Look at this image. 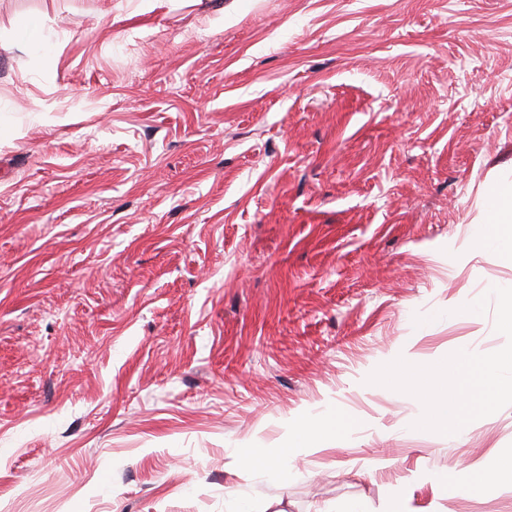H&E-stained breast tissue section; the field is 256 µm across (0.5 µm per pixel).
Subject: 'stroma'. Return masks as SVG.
Instances as JSON below:
<instances>
[{
	"instance_id": "35a3bbf8",
	"label": "stroma",
	"mask_w": 512,
	"mask_h": 512,
	"mask_svg": "<svg viewBox=\"0 0 512 512\" xmlns=\"http://www.w3.org/2000/svg\"><path fill=\"white\" fill-rule=\"evenodd\" d=\"M510 183L512 0H0V512H512L437 493L512 394L454 440L376 377L512 350ZM486 223L494 228L492 238L483 232L473 236V244L488 251L498 262L512 265V184L496 187L488 194ZM348 423L342 416L302 417L288 426V446L283 448H249L242 457L245 467L260 470L271 479H280L293 458L302 452L325 448L336 432L345 433Z\"/></svg>"
}]
</instances>
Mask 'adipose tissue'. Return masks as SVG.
I'll use <instances>...</instances> for the list:
<instances>
[{
  "label": "adipose tissue",
  "mask_w": 512,
  "mask_h": 512,
  "mask_svg": "<svg viewBox=\"0 0 512 512\" xmlns=\"http://www.w3.org/2000/svg\"><path fill=\"white\" fill-rule=\"evenodd\" d=\"M486 222L493 227V235L477 233L472 238L473 244L488 251L498 262L511 266L512 185L489 192ZM511 363L512 352L503 357H490L476 349L462 351L448 371L462 375L463 385L452 384L441 391L436 388V377L410 374L408 385L421 405L419 425H433L448 434H460L465 418L472 410L492 407L501 394L512 389V378L503 373L504 365ZM347 429L348 423L341 416L303 417L289 426L286 447L250 448L243 453L241 462L276 480L282 477L296 455L326 447L331 437ZM504 473L512 475V454L501 458L494 471L476 470L464 481L454 476L446 477L440 480L439 489L444 496L456 497L476 487H493Z\"/></svg>",
  "instance_id": "1"
}]
</instances>
